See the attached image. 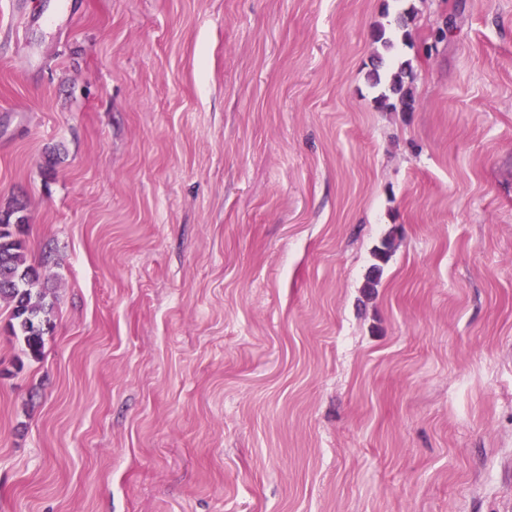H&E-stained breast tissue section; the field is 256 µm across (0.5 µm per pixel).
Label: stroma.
Returning a JSON list of instances; mask_svg holds the SVG:
<instances>
[{"label": "stroma", "mask_w": 512, "mask_h": 512, "mask_svg": "<svg viewBox=\"0 0 512 512\" xmlns=\"http://www.w3.org/2000/svg\"><path fill=\"white\" fill-rule=\"evenodd\" d=\"M71 3L0 0V512H512V0ZM407 71L401 65L398 71L395 72L390 81L389 90L392 94L396 95L398 101L405 109H411L414 104V98L412 95L411 88L406 86L405 77H407ZM11 213L0 214V301L11 307V320L15 321L19 335L12 324L14 336H20L33 356L41 352L45 313L38 270L28 263L23 240L19 237L23 224L11 222Z\"/></svg>", "instance_id": "35a3bbf8"}]
</instances>
